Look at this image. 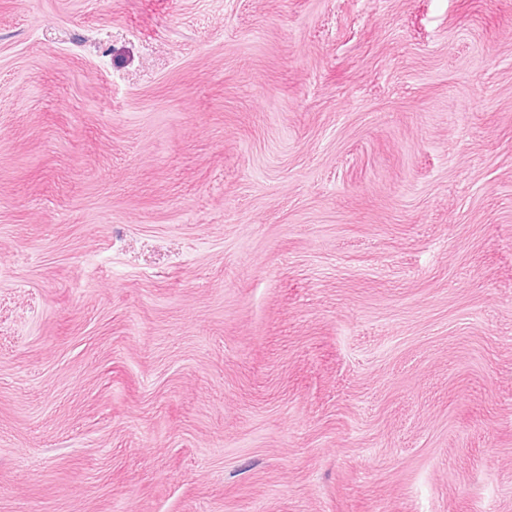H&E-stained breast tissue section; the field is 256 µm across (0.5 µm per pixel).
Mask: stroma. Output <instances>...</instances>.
<instances>
[{
	"label": "stroma",
	"mask_w": 512,
	"mask_h": 512,
	"mask_svg": "<svg viewBox=\"0 0 512 512\" xmlns=\"http://www.w3.org/2000/svg\"><path fill=\"white\" fill-rule=\"evenodd\" d=\"M0 512H512V0H0Z\"/></svg>",
	"instance_id": "1"
}]
</instances>
